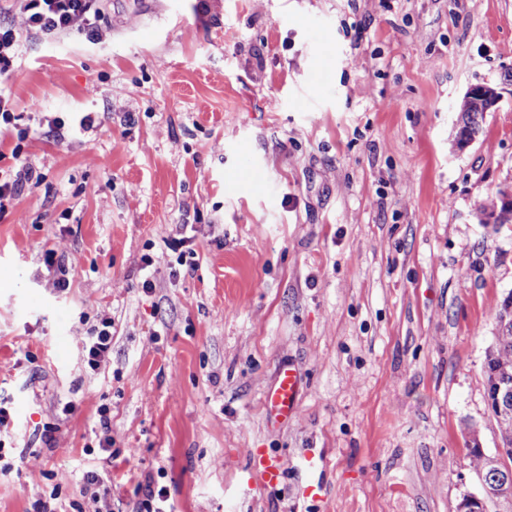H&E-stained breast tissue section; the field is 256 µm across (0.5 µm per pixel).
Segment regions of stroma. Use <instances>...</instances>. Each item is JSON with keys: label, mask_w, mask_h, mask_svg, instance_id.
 <instances>
[{"label": "stroma", "mask_w": 512, "mask_h": 512, "mask_svg": "<svg viewBox=\"0 0 512 512\" xmlns=\"http://www.w3.org/2000/svg\"><path fill=\"white\" fill-rule=\"evenodd\" d=\"M99 6L100 42L25 39L0 80L28 129L0 170L37 173L0 214V512H93L88 470L117 481L112 512L147 482L172 512H456L479 490L468 429L500 444L483 368L512 224L477 215L512 184V0ZM483 83L501 101L457 150L456 108ZM103 317L94 371L82 342ZM284 363L300 392L272 425ZM260 450L280 485L260 486ZM82 351L88 367L98 370L112 351V320L102 318L82 343ZM300 378L289 366H282L274 383L265 393L263 409L268 422L288 420L292 416L298 398Z\"/></svg>", "instance_id": "1"}]
</instances>
